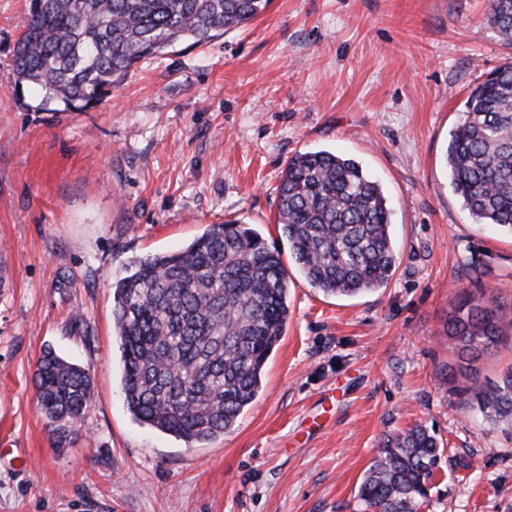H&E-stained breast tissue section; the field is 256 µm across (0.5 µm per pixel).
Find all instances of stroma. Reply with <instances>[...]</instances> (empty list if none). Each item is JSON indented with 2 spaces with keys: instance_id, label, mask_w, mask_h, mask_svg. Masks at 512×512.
<instances>
[{
  "instance_id": "1",
  "label": "stroma",
  "mask_w": 512,
  "mask_h": 512,
  "mask_svg": "<svg viewBox=\"0 0 512 512\" xmlns=\"http://www.w3.org/2000/svg\"><path fill=\"white\" fill-rule=\"evenodd\" d=\"M26 7L0 0V512H362L380 440L415 424L444 450L420 512H512V423L439 377L461 291L512 314V234L472 220L444 161L471 90L512 64L488 0H271L136 64L85 112L16 84ZM316 150L381 184L400 255L389 283L329 297L291 273L284 334L231 431L189 447L138 423L113 282L228 220L287 250L280 176ZM46 347L92 380L61 450L32 379Z\"/></svg>"
}]
</instances>
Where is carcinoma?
<instances>
[{"label": "carcinoma", "instance_id": "carcinoma-1", "mask_svg": "<svg viewBox=\"0 0 512 512\" xmlns=\"http://www.w3.org/2000/svg\"><path fill=\"white\" fill-rule=\"evenodd\" d=\"M270 0H28L13 77L72 112L99 104L128 70L181 42L202 45L258 17ZM487 22L512 45V0H489ZM454 191L478 224L512 233V64L465 102L446 151ZM276 224L301 274L327 295L386 284L397 263L390 211L357 162L327 150L294 155L278 188ZM288 270L254 228L212 224L184 249L131 261L112 284L125 402L133 418L191 446L235 425L257 396L288 318ZM446 335L458 363L442 374L460 403L512 421V369L481 381L472 363L512 338L498 298L462 292ZM54 445L68 446L92 402L80 365L47 348L34 371ZM442 450L415 425L387 433L358 486L366 512H419Z\"/></svg>", "mask_w": 512, "mask_h": 512}]
</instances>
